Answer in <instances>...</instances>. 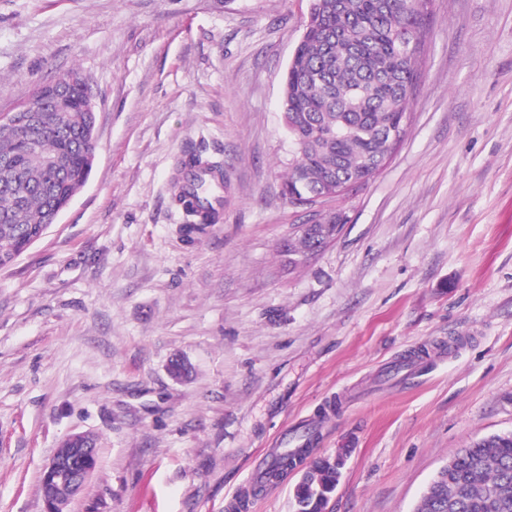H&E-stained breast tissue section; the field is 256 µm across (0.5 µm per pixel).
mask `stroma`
Segmentation results:
<instances>
[{
    "label": "stroma",
    "mask_w": 512,
    "mask_h": 512,
    "mask_svg": "<svg viewBox=\"0 0 512 512\" xmlns=\"http://www.w3.org/2000/svg\"><path fill=\"white\" fill-rule=\"evenodd\" d=\"M309 0H0V112L87 76L97 156L41 242L0 269V512H44L74 433L98 462L70 512H293L258 486L282 437L346 450L326 512H413L473 440L512 432V0H432L403 142L291 264L310 213L283 74ZM224 164L188 231L179 162ZM192 366L181 381L175 357ZM347 222L346 213L341 209L329 210L320 213V223L318 225L319 234L324 241V247L335 240L337 224L344 225Z\"/></svg>",
    "instance_id": "1"
}]
</instances>
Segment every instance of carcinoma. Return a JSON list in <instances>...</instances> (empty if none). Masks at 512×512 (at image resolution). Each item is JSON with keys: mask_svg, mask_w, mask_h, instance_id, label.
I'll return each instance as SVG.
<instances>
[{"mask_svg": "<svg viewBox=\"0 0 512 512\" xmlns=\"http://www.w3.org/2000/svg\"><path fill=\"white\" fill-rule=\"evenodd\" d=\"M431 0H310L303 34L283 79V122L293 150L283 194L309 198L331 178L355 176L369 182L370 163L392 153L390 128L404 122L416 93L429 33ZM72 72L53 82L71 98L72 112L45 104L38 115V148L29 147L23 115L0 113V268L14 262L49 225L53 200L73 199L92 170L86 155L96 149V115L78 112L90 83H69ZM55 160L47 166L46 159ZM181 174L191 189L176 196L189 228L215 224L223 206L224 166L189 155ZM347 222L341 209L320 214L324 244ZM313 240H288V256L303 257ZM97 447V439L80 445ZM79 445L62 441L57 456L81 468ZM307 449L275 457L263 475L275 483L303 462ZM310 473L294 490L295 512H326L341 472L332 457L307 465ZM416 512H512V433L493 435L461 449L437 473Z\"/></svg>", "mask_w": 512, "mask_h": 512, "instance_id": "cac0c4a2", "label": "carcinoma"}]
</instances>
